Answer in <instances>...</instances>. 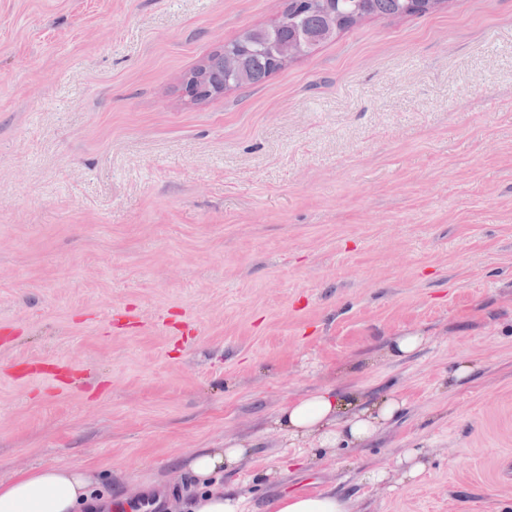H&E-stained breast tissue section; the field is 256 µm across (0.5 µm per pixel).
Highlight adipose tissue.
Segmentation results:
<instances>
[{"mask_svg":"<svg viewBox=\"0 0 512 512\" xmlns=\"http://www.w3.org/2000/svg\"><path fill=\"white\" fill-rule=\"evenodd\" d=\"M403 400L385 397L365 403L358 390L323 387L288 401L274 423L289 439L320 446L363 443L381 432L404 409ZM247 449L231 442L224 448H193L181 460L202 486L190 512H245L242 498L225 494V467L243 463ZM106 473L89 467H47L18 472L0 481V512H90L107 498ZM269 512H353L350 499L329 488L286 493L272 500Z\"/></svg>","mask_w":512,"mask_h":512,"instance_id":"ef3b65f1","label":"adipose tissue"}]
</instances>
